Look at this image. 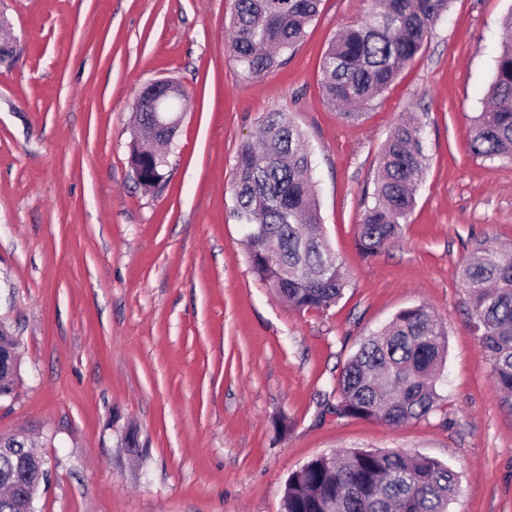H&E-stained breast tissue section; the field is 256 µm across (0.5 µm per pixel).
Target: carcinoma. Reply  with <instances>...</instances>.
<instances>
[{"label":"carcinoma","mask_w":512,"mask_h":512,"mask_svg":"<svg viewBox=\"0 0 512 512\" xmlns=\"http://www.w3.org/2000/svg\"><path fill=\"white\" fill-rule=\"evenodd\" d=\"M365 17L344 28L324 54L322 87L343 105L380 96L410 64L448 11L450 0H371ZM320 0H235L230 48L250 76L270 72L294 49L318 14ZM422 128L399 123L389 135L364 202L357 243L378 255L399 234L425 171ZM471 149L485 159L512 161V38L495 58L489 106L474 119ZM131 164L150 189L168 155L133 138ZM313 151L286 112H269L259 141L241 144L232 186L233 217L249 225L248 259L258 276L299 310L325 311L344 295L348 276L321 230L313 181ZM472 327L481 338L502 402L512 409V252L489 240L472 248L462 271ZM447 350L435 312L419 305L399 311L368 336L337 381L339 416L376 418L391 426L438 407ZM26 439L0 444V512H20L8 481L17 463L34 460ZM456 474L432 458L400 451L352 450L321 457L293 474L283 512H448Z\"/></svg>","instance_id":"1"}]
</instances>
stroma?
<instances>
[{"mask_svg": "<svg viewBox=\"0 0 512 512\" xmlns=\"http://www.w3.org/2000/svg\"><path fill=\"white\" fill-rule=\"evenodd\" d=\"M234 4L0 0L18 38L0 62V324L22 362L0 435L29 433L47 463L37 512H283L290 475L354 449L450 464L451 512H512V409L461 282L474 240L512 246V163L471 151L512 0H451L353 119L326 99L322 61L369 0H322L260 77L230 50ZM160 79L188 101L147 190L130 161L133 106ZM273 111L314 152L320 219L348 273L325 311L291 307L254 273L231 215L239 147ZM409 116L425 174L398 237L366 258L364 196ZM420 304L447 333L436 411L397 428L328 412L361 340Z\"/></svg>", "mask_w": 512, "mask_h": 512, "instance_id": "1", "label": "stroma"}]
</instances>
